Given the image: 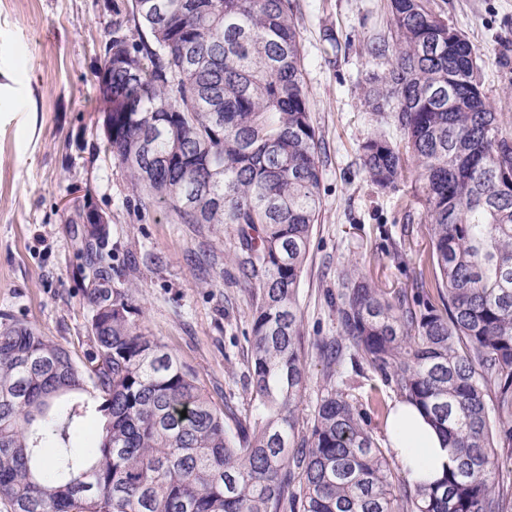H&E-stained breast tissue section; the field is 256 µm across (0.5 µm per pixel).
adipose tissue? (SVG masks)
<instances>
[{"label":"adipose tissue","instance_id":"obj_1","mask_svg":"<svg viewBox=\"0 0 512 512\" xmlns=\"http://www.w3.org/2000/svg\"><path fill=\"white\" fill-rule=\"evenodd\" d=\"M391 421L400 429L393 448L414 481L436 479L450 461L449 449L439 433L414 406L397 405Z\"/></svg>","mask_w":512,"mask_h":512}]
</instances>
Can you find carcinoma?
Listing matches in <instances>:
<instances>
[{
	"instance_id": "carcinoma-1",
	"label": "carcinoma",
	"mask_w": 512,
	"mask_h": 512,
	"mask_svg": "<svg viewBox=\"0 0 512 512\" xmlns=\"http://www.w3.org/2000/svg\"><path fill=\"white\" fill-rule=\"evenodd\" d=\"M126 2L100 68L112 74L99 87L103 152L125 167L138 209L235 225L254 301V413L231 433L130 319L129 289L103 287L109 227L78 208L93 310L84 360L0 314L5 512H512V117L493 105L474 46L429 0H389L393 43L371 54L390 68L364 106L390 111L403 138L370 135L361 160L385 192L413 167L428 251L394 295L355 265L341 273L339 331L316 344L323 392L306 428L298 287L322 170L294 0ZM347 350L365 362L356 376L446 436L453 465L440 478L400 475L375 433L391 406L338 381ZM88 418L103 422L91 456L71 441Z\"/></svg>"
}]
</instances>
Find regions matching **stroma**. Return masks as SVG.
Wrapping results in <instances>:
<instances>
[{"instance_id": "35a3bbf8", "label": "stroma", "mask_w": 512, "mask_h": 512, "mask_svg": "<svg viewBox=\"0 0 512 512\" xmlns=\"http://www.w3.org/2000/svg\"><path fill=\"white\" fill-rule=\"evenodd\" d=\"M124 0H0V313L36 326L75 359L89 349L92 309L79 225L82 205L109 222L112 278L132 290L133 321L193 373L212 402L248 422L246 388L252 299L241 284L234 225L170 223L164 208L137 209L125 168L106 156L97 72ZM482 54L481 74L498 111L512 116V0H430ZM309 107L321 140V212L299 285L309 382L301 413L321 394L316 342L338 332L327 294L358 262L393 292L412 286L428 249L406 225L424 223L406 206L414 178L397 192L368 180L360 146L372 133L400 140L389 113L365 108L387 58V0H296ZM406 241V264L387 250Z\"/></svg>"}]
</instances>
